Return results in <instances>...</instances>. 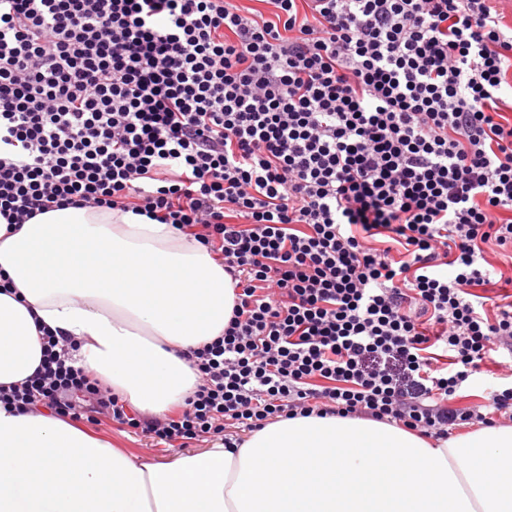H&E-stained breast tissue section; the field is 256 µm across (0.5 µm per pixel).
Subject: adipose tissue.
I'll list each match as a JSON object with an SVG mask.
<instances>
[{
    "mask_svg": "<svg viewBox=\"0 0 512 512\" xmlns=\"http://www.w3.org/2000/svg\"><path fill=\"white\" fill-rule=\"evenodd\" d=\"M0 217V387L43 361L39 325L74 366L159 418L224 332V262L171 225L69 207L14 233ZM0 512H512V424L429 440L363 418L280 419L234 448L133 456L48 411L0 408Z\"/></svg>",
    "mask_w": 512,
    "mask_h": 512,
    "instance_id": "adipose-tissue-1",
    "label": "adipose tissue"
}]
</instances>
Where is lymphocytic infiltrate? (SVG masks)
<instances>
[{
	"instance_id": "1",
	"label": "lymphocytic infiltrate",
	"mask_w": 512,
	"mask_h": 512,
	"mask_svg": "<svg viewBox=\"0 0 512 512\" xmlns=\"http://www.w3.org/2000/svg\"><path fill=\"white\" fill-rule=\"evenodd\" d=\"M0 0V217L131 212L222 257V336L183 410L142 421L53 333L18 412L105 414L174 448L281 418L426 437L512 416L456 394L512 302V25L493 0ZM490 256L495 267L502 272V278H500V273L493 276L495 284L487 288L488 292L486 294L494 297L500 303H508L512 300V297L505 298L512 295V262L510 258L495 257L493 254H490ZM507 280H511V283L507 284Z\"/></svg>"
}]
</instances>
